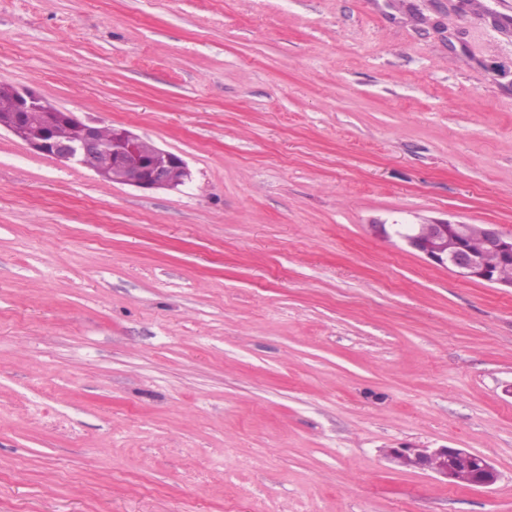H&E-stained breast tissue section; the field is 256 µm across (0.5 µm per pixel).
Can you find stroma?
Instances as JSON below:
<instances>
[{
  "instance_id": "35a3bbf8",
  "label": "stroma",
  "mask_w": 512,
  "mask_h": 512,
  "mask_svg": "<svg viewBox=\"0 0 512 512\" xmlns=\"http://www.w3.org/2000/svg\"><path fill=\"white\" fill-rule=\"evenodd\" d=\"M1 85L192 180L0 133V512H512V290L368 232L512 231V0H0ZM11 92L0 88V115L11 112L0 116V131L9 132L36 153L81 167L106 180L115 177L119 183L141 190L174 189L190 178L181 155L154 145L146 153L141 147L144 138L125 128L103 127V139L99 126L81 120L73 112H54L56 108L46 100L41 107L43 99L35 91L11 87ZM40 108V112H34ZM27 112L33 128L41 125L44 112H48L39 130L30 129ZM64 122L72 127V134L61 139L56 133L59 137L70 134L65 125L56 128ZM105 157L109 158L108 165L103 163ZM387 456L402 467L432 472L449 485L489 487L499 479L486 456L462 448H389Z\"/></svg>"
}]
</instances>
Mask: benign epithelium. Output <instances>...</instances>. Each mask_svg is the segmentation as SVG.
<instances>
[{
  "instance_id": "7a95c632",
  "label": "benign epithelium",
  "mask_w": 512,
  "mask_h": 512,
  "mask_svg": "<svg viewBox=\"0 0 512 512\" xmlns=\"http://www.w3.org/2000/svg\"><path fill=\"white\" fill-rule=\"evenodd\" d=\"M11 92L15 110L0 116V131L9 132L36 153L141 190L174 189L190 178L181 155L157 146L146 153L141 147L144 138L125 128H112L107 141L100 127L60 111L47 113L42 127L32 130L26 115L41 108L42 97L27 88L13 87ZM64 122L72 127V134L61 139L55 130ZM369 232L378 238L397 237L433 264L467 280L512 289V231L496 224H371ZM387 456L402 467L432 472L450 485L489 487L499 479L486 456L462 448H390Z\"/></svg>"
}]
</instances>
